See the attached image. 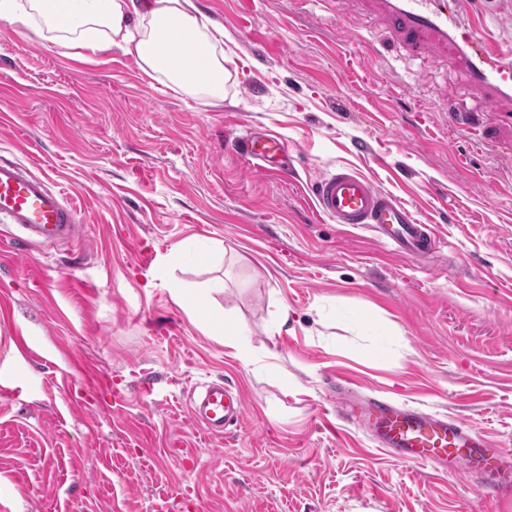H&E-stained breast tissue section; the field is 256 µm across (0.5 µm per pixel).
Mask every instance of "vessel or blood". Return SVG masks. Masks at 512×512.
Returning <instances> with one entry per match:
<instances>
[{"label": "vessel or blood", "mask_w": 512, "mask_h": 512, "mask_svg": "<svg viewBox=\"0 0 512 512\" xmlns=\"http://www.w3.org/2000/svg\"><path fill=\"white\" fill-rule=\"evenodd\" d=\"M373 2L395 40L434 59L455 57L489 106L512 112V40L487 32L485 23L469 12L471 0ZM236 147L257 170L270 175L288 171V146L277 134L250 129L238 137ZM313 197L318 212L335 223L369 229L397 255L425 260L438 253L441 241L432 225L421 223L397 195L351 167L319 172ZM0 221L20 228L22 243L52 248L74 241L78 213L44 179L0 158ZM189 404L194 422L215 438L246 414L243 395L221 383L209 384ZM360 416L377 446L399 453L402 461L512 474V459L460 420L379 399L361 407Z\"/></svg>", "instance_id": "obj_1"}]
</instances>
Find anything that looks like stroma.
Instances as JSON below:
<instances>
[{"label":"stroma","instance_id":"obj_1","mask_svg":"<svg viewBox=\"0 0 512 512\" xmlns=\"http://www.w3.org/2000/svg\"><path fill=\"white\" fill-rule=\"evenodd\" d=\"M198 4L232 59L218 106L121 50L66 56L0 20V157L80 220L53 249L0 239V512H154L183 486L193 512H512L494 475L409 464L355 421L322 423L341 378L512 454V123L455 59L413 55L346 0H255L249 17L241 0ZM460 109L475 131L449 126ZM249 128L284 139L287 175L235 153ZM342 164L434 225L439 257H395L320 215L310 183ZM176 287L245 329L252 361ZM210 381L246 402L221 439L187 406Z\"/></svg>","mask_w":512,"mask_h":512}]
</instances>
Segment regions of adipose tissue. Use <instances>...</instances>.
I'll use <instances>...</instances> for the list:
<instances>
[{"mask_svg": "<svg viewBox=\"0 0 512 512\" xmlns=\"http://www.w3.org/2000/svg\"><path fill=\"white\" fill-rule=\"evenodd\" d=\"M0 20L78 56L120 49L150 79L210 104L224 99V29L195 0H0ZM178 32L192 38L203 66L190 64Z\"/></svg>", "mask_w": 512, "mask_h": 512, "instance_id": "1", "label": "adipose tissue"}]
</instances>
